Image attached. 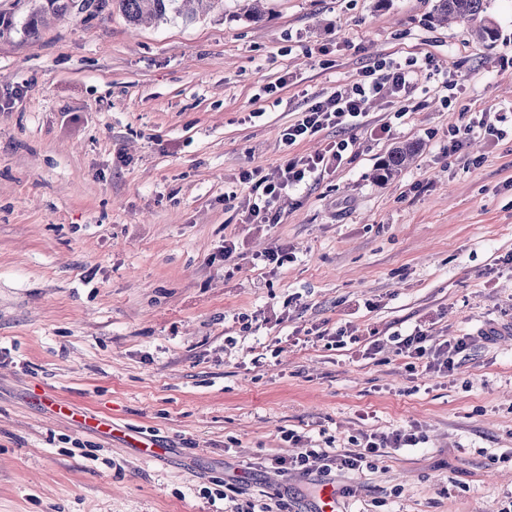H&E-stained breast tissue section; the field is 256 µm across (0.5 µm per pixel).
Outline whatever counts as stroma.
I'll use <instances>...</instances> for the list:
<instances>
[{"label": "stroma", "mask_w": 512, "mask_h": 512, "mask_svg": "<svg viewBox=\"0 0 512 512\" xmlns=\"http://www.w3.org/2000/svg\"><path fill=\"white\" fill-rule=\"evenodd\" d=\"M435 0H245L131 29L119 12L0 40V512H499L512 497V0L493 45L436 25ZM385 57L432 59L409 110L287 146L307 100ZM447 80L448 94L436 93ZM387 135H376L381 125ZM353 141L348 161L242 223V171ZM420 151L386 182L397 143ZM232 192L236 201L225 202ZM237 259L220 255L225 240ZM289 260L264 261L274 248ZM474 341L452 375L410 366L394 334ZM356 343L332 346L336 333ZM380 340L367 353L370 340ZM104 433L52 412L45 391ZM417 428L374 468L302 475L275 457L343 452ZM169 453L141 458L129 437ZM480 117L477 118L476 121L469 122L466 124L463 128L457 127L453 128L451 130V140H450V149L452 151L457 150V148L461 147L463 145V141L466 139V135H468L473 128L476 126L478 127H486L489 128L492 131H499V136L505 137L507 135V131L503 128H496V123H506L507 122V116L506 113L500 114L498 112L493 113V116L491 117L490 112H482L480 113ZM492 118V121H491Z\"/></svg>", "instance_id": "stroma-1"}]
</instances>
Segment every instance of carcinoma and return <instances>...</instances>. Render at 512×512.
I'll return each mask as SVG.
<instances>
[{"instance_id": "carcinoma-1", "label": "carcinoma", "mask_w": 512, "mask_h": 512, "mask_svg": "<svg viewBox=\"0 0 512 512\" xmlns=\"http://www.w3.org/2000/svg\"><path fill=\"white\" fill-rule=\"evenodd\" d=\"M221 3L223 0H12L11 8L0 10V39L11 37L15 31V12L26 6L29 10L24 32L35 37L51 20L81 14L91 18L110 6L136 27L148 20L163 22L171 16L191 22ZM487 8L488 0H435L431 19L439 25L451 20L465 23L477 39L491 44L497 40L498 30L486 17ZM417 152L418 145L414 143L395 147L376 168L375 179L384 181L396 176L408 167Z\"/></svg>"}]
</instances>
